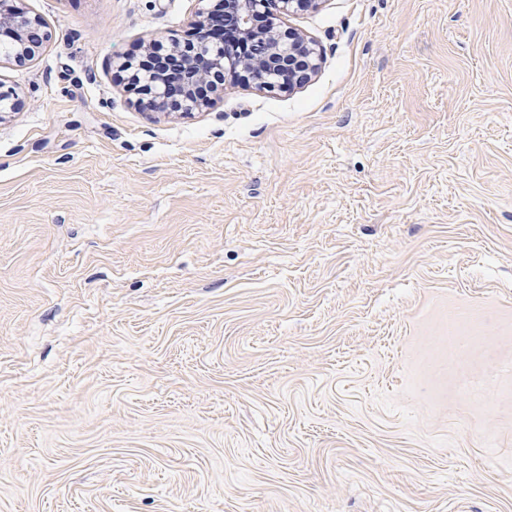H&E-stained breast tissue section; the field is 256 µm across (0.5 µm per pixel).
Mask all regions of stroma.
<instances>
[{
  "label": "stroma",
  "mask_w": 512,
  "mask_h": 512,
  "mask_svg": "<svg viewBox=\"0 0 512 512\" xmlns=\"http://www.w3.org/2000/svg\"><path fill=\"white\" fill-rule=\"evenodd\" d=\"M18 5L0 512H512V0H322L190 115L112 62L199 0ZM8 37L15 62L31 60L45 40L42 24L36 17L29 16L23 9L14 10L11 15L0 13V37Z\"/></svg>",
  "instance_id": "35a3bbf8"
}]
</instances>
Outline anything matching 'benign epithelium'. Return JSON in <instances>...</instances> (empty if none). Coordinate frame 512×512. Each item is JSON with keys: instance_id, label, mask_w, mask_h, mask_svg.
I'll return each instance as SVG.
<instances>
[{"instance_id": "1", "label": "benign epithelium", "mask_w": 512, "mask_h": 512, "mask_svg": "<svg viewBox=\"0 0 512 512\" xmlns=\"http://www.w3.org/2000/svg\"><path fill=\"white\" fill-rule=\"evenodd\" d=\"M322 0H220L224 24L236 38L216 46L209 24L210 11L199 10L191 21L194 41L169 63L177 69L170 81L154 64L120 57L115 65L127 73L128 83L140 89L135 105L144 112L186 114L212 106L196 88L213 73L247 72L259 89L291 88L308 82L320 69L321 53L303 33L282 25V18L307 11ZM8 37L17 63L32 59L45 40L40 21L19 8L0 13V37Z\"/></svg>"}]
</instances>
